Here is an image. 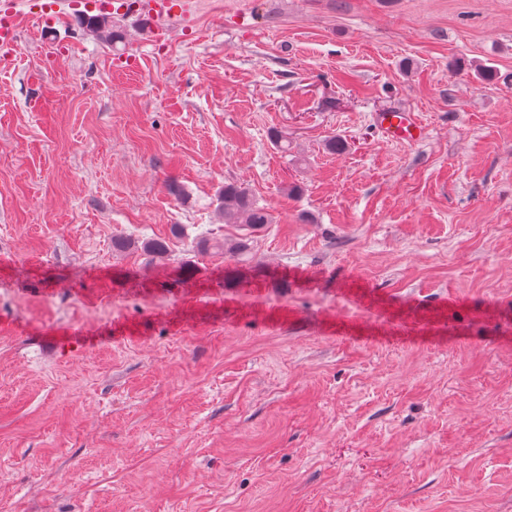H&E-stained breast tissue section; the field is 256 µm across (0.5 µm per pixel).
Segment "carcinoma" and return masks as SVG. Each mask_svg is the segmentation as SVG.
<instances>
[{
	"mask_svg": "<svg viewBox=\"0 0 512 512\" xmlns=\"http://www.w3.org/2000/svg\"><path fill=\"white\" fill-rule=\"evenodd\" d=\"M86 30L114 45L122 41L123 36L106 17L91 16L83 21ZM220 210L227 224L241 227L239 236L224 240L221 248L232 257H243L250 252L253 233L272 223L269 211L257 205L249 191L236 183H226L219 194Z\"/></svg>",
	"mask_w": 512,
	"mask_h": 512,
	"instance_id": "1",
	"label": "carcinoma"
}]
</instances>
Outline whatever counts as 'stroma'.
<instances>
[{
	"label": "stroma",
	"instance_id": "obj_1",
	"mask_svg": "<svg viewBox=\"0 0 512 512\" xmlns=\"http://www.w3.org/2000/svg\"><path fill=\"white\" fill-rule=\"evenodd\" d=\"M11 2L0 512H512V0ZM83 25L90 33H94L105 39L106 42L115 45L121 42L123 36L117 29L116 25H112V21L106 17L91 16L83 21ZM382 136L388 140L417 143L423 139L424 127L411 112H395L379 117ZM219 201L225 223L240 224L243 231L234 239H224L220 247L230 257L246 256L251 249L253 233L272 224V216L266 208L257 205L246 188L236 183H224Z\"/></svg>",
	"mask_w": 512,
	"mask_h": 512
}]
</instances>
